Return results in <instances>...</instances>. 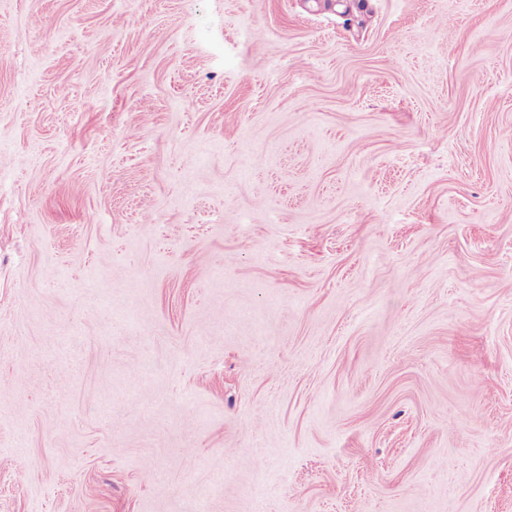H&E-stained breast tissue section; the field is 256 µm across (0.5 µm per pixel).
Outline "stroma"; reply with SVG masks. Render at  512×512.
<instances>
[{
    "instance_id": "35a3bbf8",
    "label": "stroma",
    "mask_w": 512,
    "mask_h": 512,
    "mask_svg": "<svg viewBox=\"0 0 512 512\" xmlns=\"http://www.w3.org/2000/svg\"><path fill=\"white\" fill-rule=\"evenodd\" d=\"M0 512H512V0H0Z\"/></svg>"
}]
</instances>
